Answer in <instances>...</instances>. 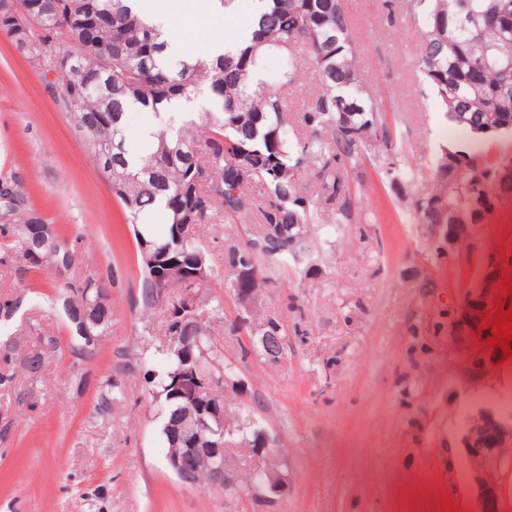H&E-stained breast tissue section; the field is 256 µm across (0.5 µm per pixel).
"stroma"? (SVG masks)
Returning <instances> with one entry per match:
<instances>
[{"label": "stroma", "mask_w": 512, "mask_h": 512, "mask_svg": "<svg viewBox=\"0 0 512 512\" xmlns=\"http://www.w3.org/2000/svg\"><path fill=\"white\" fill-rule=\"evenodd\" d=\"M196 0L172 16V40L226 44L252 15L254 0H237L235 18L204 16ZM361 32L366 85L401 133L402 163L431 177L441 148H480L432 96L416 63L419 28L403 14L379 21L376 0H349ZM51 76L35 69L0 34V177L15 174L34 207L61 238L76 242L77 281H105L112 328L100 350L79 359L57 303L62 278L39 268L0 269V296L25 300L0 342L16 358L54 337L38 381L17 370L0 390V512H473L463 480L468 465L445 467L441 451L457 447L466 415L491 408L512 426V381L502 368L481 376L465 354L449 355L447 331H429L440 310L475 293L487 256L512 275V203L476 225L480 247L460 249L456 262L435 259L408 204L388 195L372 166L352 178L375 221L344 225L335 242L324 231L310 245L320 265L310 275L285 265L263 285L266 309L289 329L278 364L242 356L244 335L215 337L226 362L247 380L249 395L228 396L232 409L252 411L274 440L272 458L288 477L273 503L253 489L229 496L189 487L168 470L158 412L144 362L162 339L163 316L132 306L139 292L136 242L121 204L80 148L67 108L54 98ZM428 278L431 289L418 286ZM425 328L427 356L412 348ZM123 381L124 402L103 407L106 376Z\"/></svg>", "instance_id": "stroma-1"}]
</instances>
